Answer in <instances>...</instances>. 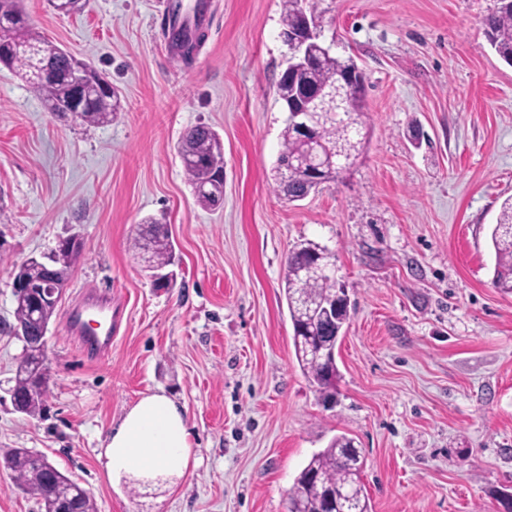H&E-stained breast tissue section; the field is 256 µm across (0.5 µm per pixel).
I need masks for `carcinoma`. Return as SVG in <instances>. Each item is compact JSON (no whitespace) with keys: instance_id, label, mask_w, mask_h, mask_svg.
<instances>
[{"instance_id":"carcinoma-1","label":"carcinoma","mask_w":512,"mask_h":512,"mask_svg":"<svg viewBox=\"0 0 512 512\" xmlns=\"http://www.w3.org/2000/svg\"><path fill=\"white\" fill-rule=\"evenodd\" d=\"M317 14L316 0H284L283 30L303 28L305 14ZM485 33L491 48L507 64L512 65V7L492 9L484 18ZM171 46L197 45L203 34L175 31L170 26ZM45 44L19 0H0V65L17 73L29 84L51 112H60L73 96L67 78L73 56L62 50L50 55H35ZM87 82L82 91L86 107L78 119L90 125L112 121L123 106L114 87L93 65L83 63ZM357 69L355 61L336 56L328 46H311L308 63L276 85V94L289 111L301 109L311 102L320 105L318 121L310 133H300L292 124L285 125L282 150L273 170L274 191L297 201L307 197L321 184L334 181L360 158L365 143L366 125L364 76L345 103L325 99L326 91L336 88L340 76ZM219 135L205 125L187 129L179 144V154L189 185L197 202L214 207V195L221 193L212 176V161L220 154ZM291 176L283 181L282 169ZM146 227L134 239L133 248L153 268L166 267L173 259L168 230L156 220L145 221ZM495 265L493 285L505 294L512 293V198L504 200L491 232ZM325 250L307 240L294 247L286 260L285 296L293 327V346L299 366L317 390L328 399L335 395L338 368L335 347L349 320V306L328 315L322 309L336 302L338 288L333 276L322 271ZM73 264L67 249H58L46 263H33L25 268V278L42 281L53 269L64 278L70 277ZM42 345L32 341L23 348L15 374V393L22 398L25 414L35 416L44 407L49 390L37 386ZM4 467L11 470L19 484L36 496L44 512L55 509L58 488L69 477L59 470H44L35 465L26 448H12L0 456ZM363 459L354 439L341 434L327 448L314 453L294 480L289 497V512H318L341 506V512H372L371 500L361 481Z\"/></svg>"}]
</instances>
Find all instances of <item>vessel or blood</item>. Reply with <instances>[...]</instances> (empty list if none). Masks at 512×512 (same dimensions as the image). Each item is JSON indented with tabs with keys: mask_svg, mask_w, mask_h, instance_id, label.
Segmentation results:
<instances>
[{
	"mask_svg": "<svg viewBox=\"0 0 512 512\" xmlns=\"http://www.w3.org/2000/svg\"><path fill=\"white\" fill-rule=\"evenodd\" d=\"M65 327L86 360H104L112 351L111 294L99 290L82 291L65 314Z\"/></svg>",
	"mask_w": 512,
	"mask_h": 512,
	"instance_id": "1",
	"label": "vessel or blood"
}]
</instances>
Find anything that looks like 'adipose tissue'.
Here are the masks:
<instances>
[{
    "mask_svg": "<svg viewBox=\"0 0 512 512\" xmlns=\"http://www.w3.org/2000/svg\"><path fill=\"white\" fill-rule=\"evenodd\" d=\"M100 457L116 481L185 473L197 461L185 409L162 392L142 395L113 428Z\"/></svg>",
    "mask_w": 512,
    "mask_h": 512,
    "instance_id": "obj_1",
    "label": "adipose tissue"
}]
</instances>
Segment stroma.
Returning <instances> with one entry per match:
<instances>
[{"label": "stroma", "instance_id": "1", "mask_svg": "<svg viewBox=\"0 0 512 512\" xmlns=\"http://www.w3.org/2000/svg\"><path fill=\"white\" fill-rule=\"evenodd\" d=\"M183 62L158 0H87L66 15L22 0L47 46L122 96L111 124L48 112L0 68V452L48 456L96 512H288L294 480L337 435L365 457L373 512H498L512 494V294L494 288L490 231L512 197V66L483 20L494 0H317L322 38L365 78L359 162L298 202L270 179L287 114L282 0H204ZM204 124L224 142V204H196L177 152ZM152 217L175 261L155 287L132 248ZM76 236L64 303L109 290L120 331L85 361L63 312L47 334L41 415L14 411L23 343L12 271ZM334 255L350 300L336 401L300 369L284 297L289 251ZM184 406L198 463L112 483L99 454L128 407Z\"/></svg>", "mask_w": 512, "mask_h": 512}]
</instances>
